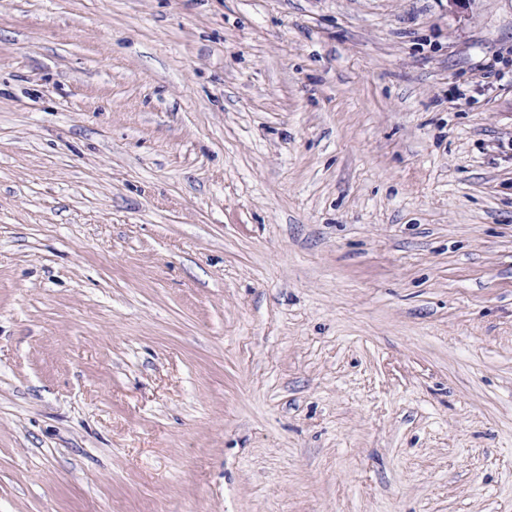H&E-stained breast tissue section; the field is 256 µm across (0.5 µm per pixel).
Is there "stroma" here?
Wrapping results in <instances>:
<instances>
[{"label":"stroma","mask_w":512,"mask_h":512,"mask_svg":"<svg viewBox=\"0 0 512 512\" xmlns=\"http://www.w3.org/2000/svg\"><path fill=\"white\" fill-rule=\"evenodd\" d=\"M0 512H512V0H0Z\"/></svg>","instance_id":"stroma-1"}]
</instances>
